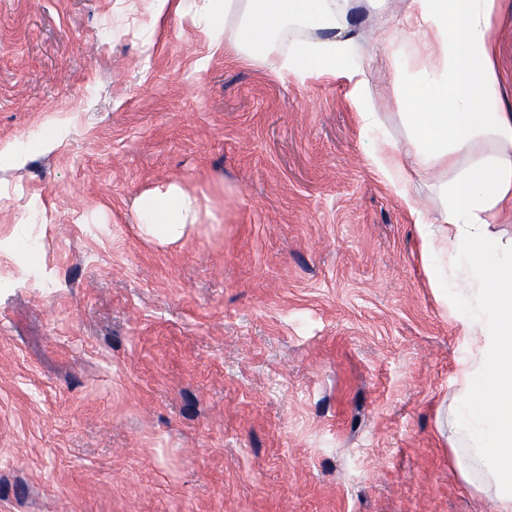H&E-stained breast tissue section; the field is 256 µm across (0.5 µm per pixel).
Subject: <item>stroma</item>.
I'll return each instance as SVG.
<instances>
[{
    "instance_id": "obj_1",
    "label": "stroma",
    "mask_w": 512,
    "mask_h": 512,
    "mask_svg": "<svg viewBox=\"0 0 512 512\" xmlns=\"http://www.w3.org/2000/svg\"><path fill=\"white\" fill-rule=\"evenodd\" d=\"M126 2L0 0V146L67 121L0 156V512H492L436 426L459 328L347 80L175 13L145 42ZM495 30L508 90L512 0ZM168 181L202 216L160 244L134 202Z\"/></svg>"
}]
</instances>
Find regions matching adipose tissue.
<instances>
[{
    "mask_svg": "<svg viewBox=\"0 0 512 512\" xmlns=\"http://www.w3.org/2000/svg\"><path fill=\"white\" fill-rule=\"evenodd\" d=\"M193 11H186V3ZM154 18L189 12L211 48L271 63L298 81L340 74L365 161L415 218L437 300L460 327L465 352L437 424L461 479L495 512H512V108L495 66L498 0H148ZM367 15L366 32L356 23ZM411 48L390 87L374 92L362 60L373 43ZM403 105L392 136L385 100ZM434 195L425 208L417 184ZM137 227L162 244L182 240L201 204L168 182L136 201Z\"/></svg>",
    "mask_w": 512,
    "mask_h": 512,
    "instance_id": "ef3b65f1",
    "label": "adipose tissue"
}]
</instances>
